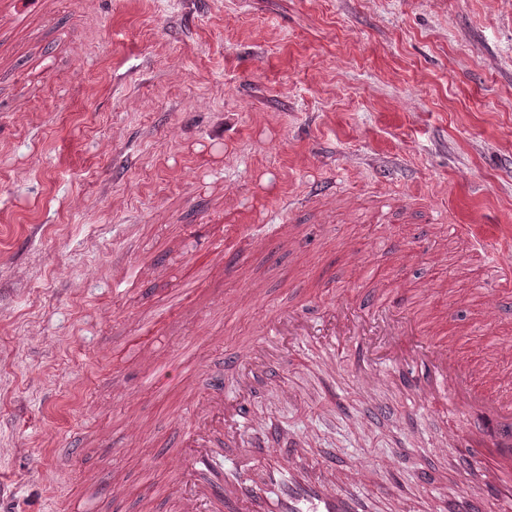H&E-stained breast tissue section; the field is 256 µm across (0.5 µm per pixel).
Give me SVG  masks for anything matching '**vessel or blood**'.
Returning <instances> with one entry per match:
<instances>
[{
    "mask_svg": "<svg viewBox=\"0 0 512 512\" xmlns=\"http://www.w3.org/2000/svg\"><path fill=\"white\" fill-rule=\"evenodd\" d=\"M472 252L496 292L512 294V249L477 245ZM395 300L392 293L355 305L339 298L316 314L299 304L278 309L220 368L213 367L206 349L185 344L177 359L201 386L183 390L177 464L164 489L176 500L178 512H373L360 491L372 464H353L345 482L329 470L304 474L290 465L303 453L301 442L274 431L254 410L267 389L290 395L282 370L292 342L311 344L322 373L331 377L337 349L350 345L349 356L369 398L370 413L359 419L360 427L372 426L379 411L374 400L378 387L395 380L407 389L413 408L443 402L449 415L461 421L457 439L480 437L510 460V468L498 471L493 483L511 490L512 401L489 393L494 373L463 363L433 321L414 310H400ZM229 375L236 384L232 394L224 389ZM84 481L115 500L127 495L124 484L98 470L86 471Z\"/></svg>",
    "mask_w": 512,
    "mask_h": 512,
    "instance_id": "b4317fda",
    "label": "vessel or blood"
}]
</instances>
